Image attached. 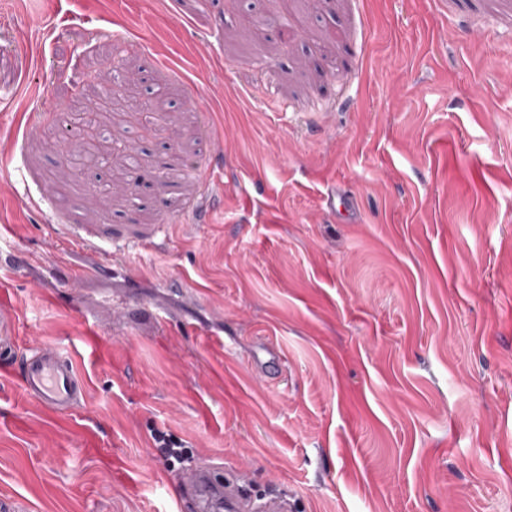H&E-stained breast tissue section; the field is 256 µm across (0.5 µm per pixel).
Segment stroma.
<instances>
[{
	"label": "stroma",
	"instance_id": "35a3bbf8",
	"mask_svg": "<svg viewBox=\"0 0 512 512\" xmlns=\"http://www.w3.org/2000/svg\"><path fill=\"white\" fill-rule=\"evenodd\" d=\"M121 63L171 128L65 179ZM0 238V512H177L155 429L296 512H512V0H0ZM22 382L31 397L57 412L77 407L86 390V379L67 348L31 351L23 360Z\"/></svg>",
	"mask_w": 512,
	"mask_h": 512
}]
</instances>
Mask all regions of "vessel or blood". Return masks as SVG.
Listing matches in <instances>:
<instances>
[{
  "mask_svg": "<svg viewBox=\"0 0 512 512\" xmlns=\"http://www.w3.org/2000/svg\"><path fill=\"white\" fill-rule=\"evenodd\" d=\"M22 382L27 393L58 412L77 407L86 390V379L78 371L69 349H36L22 364ZM188 484L193 512H293L287 497L247 493L248 474L236 469L217 474L212 466L192 467Z\"/></svg>",
  "mask_w": 512,
  "mask_h": 512,
  "instance_id": "obj_1",
  "label": "vessel or blood"
}]
</instances>
